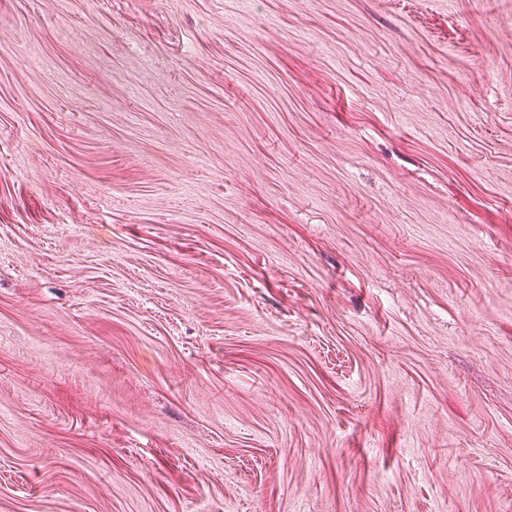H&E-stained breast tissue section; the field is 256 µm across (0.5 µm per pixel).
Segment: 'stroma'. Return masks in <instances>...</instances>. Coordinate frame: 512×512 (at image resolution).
I'll return each mask as SVG.
<instances>
[{
	"instance_id": "stroma-1",
	"label": "stroma",
	"mask_w": 512,
	"mask_h": 512,
	"mask_svg": "<svg viewBox=\"0 0 512 512\" xmlns=\"http://www.w3.org/2000/svg\"><path fill=\"white\" fill-rule=\"evenodd\" d=\"M0 512H512V0H0Z\"/></svg>"
}]
</instances>
